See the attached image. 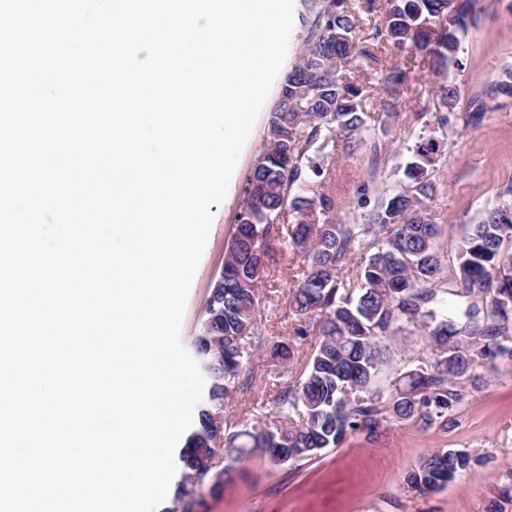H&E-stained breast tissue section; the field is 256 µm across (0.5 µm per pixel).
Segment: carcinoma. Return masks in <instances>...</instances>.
I'll return each instance as SVG.
<instances>
[{"label":"carcinoma","mask_w":512,"mask_h":512,"mask_svg":"<svg viewBox=\"0 0 512 512\" xmlns=\"http://www.w3.org/2000/svg\"><path fill=\"white\" fill-rule=\"evenodd\" d=\"M310 12L299 60L283 76L266 135L247 176L242 208L212 283L202 331L192 349L205 373L195 424L178 454L182 476L211 468L218 453L214 419L239 380L246 349L258 340V294L268 272L269 238L289 224L287 244L304 261L292 306L317 313L318 330L296 384L278 404L298 419L273 430H242L231 438L233 461L249 449L276 463L312 458L347 436L376 438L389 421L448 428V416L480 387L479 370L512 361V201L486 210L462 240L455 264L444 269L439 224L426 200L444 190L429 167L440 143L422 139L406 165L400 189L349 224L336 200L319 189L337 153L373 138L363 100L367 86L352 73L369 70L378 93L409 88L406 66H386L393 48L427 61L434 75L462 68L459 54L478 0H386L383 19L367 23L377 0H302ZM458 85H435L437 125L448 124ZM355 266L345 276L343 271ZM410 324L426 336L427 356L387 396L374 389L391 342ZM471 463L467 454L433 453L414 476L422 491H437Z\"/></svg>","instance_id":"1"}]
</instances>
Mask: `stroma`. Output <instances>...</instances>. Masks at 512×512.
<instances>
[{"instance_id": "stroma-1", "label": "stroma", "mask_w": 512, "mask_h": 512, "mask_svg": "<svg viewBox=\"0 0 512 512\" xmlns=\"http://www.w3.org/2000/svg\"><path fill=\"white\" fill-rule=\"evenodd\" d=\"M477 21L460 53L456 73L460 97L446 128L404 118L432 106L425 68H413L410 89L401 95L402 118H387L378 95L366 108L376 122L375 143L352 154H338L328 167L324 186L339 201L346 222L364 215L397 188L418 137L444 142V154L433 177L445 187L428 202L440 226L439 246L445 260L484 211L496 205L512 186V100H499L492 111L468 112L474 94L491 90L505 66L512 64V13L502 0H481ZM277 100L269 94L240 153L227 194L214 210L209 238L195 272L180 329L182 345H190L204 319L213 280L224 267L225 249L235 231L246 177L262 146L270 112ZM274 258L259 294V344L244 362L236 390L224 406L227 432L251 426L284 424L276 398L294 384L313 339L297 341L300 324L290 301L302 260L278 236H271ZM291 344L293 359L279 361L271 348ZM422 351L416 335L394 344L391 359L377 382L389 391L396 377L413 370ZM484 384L471 388L451 414L448 429H425L389 423L377 440L347 437L320 455L274 464L262 452L239 463L220 454L218 468L232 467L230 480L212 478L192 499V512H512V363L498 360L484 367ZM448 450L470 454V467L448 486L423 493L411 481L421 459Z\"/></svg>"}]
</instances>
